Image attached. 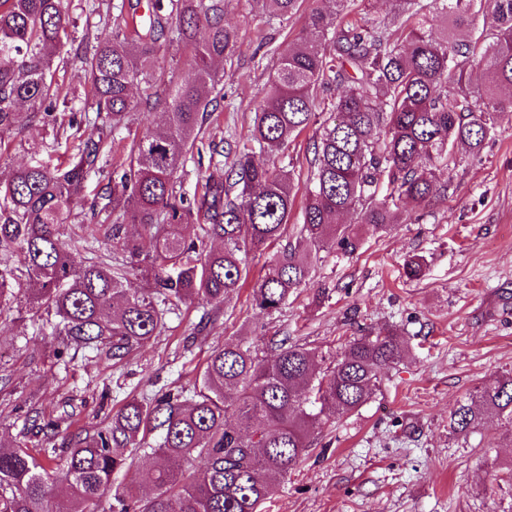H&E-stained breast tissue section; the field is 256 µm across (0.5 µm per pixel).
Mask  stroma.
<instances>
[{"instance_id":"obj_1","label":"stroma","mask_w":512,"mask_h":512,"mask_svg":"<svg viewBox=\"0 0 512 512\" xmlns=\"http://www.w3.org/2000/svg\"><path fill=\"white\" fill-rule=\"evenodd\" d=\"M117 0H63L74 39L57 53L55 81L77 110L93 94L82 68L85 45L112 33ZM304 0L288 22L256 24L247 0H224V23L237 44L215 63L214 96L233 95L236 108L216 107L202 142L246 138L275 71L278 50L296 45L315 8ZM158 90L194 80L188 47L161 44L154 67ZM103 122L78 127L34 122L0 151V179L32 161L55 166L66 146L98 137ZM107 175L90 173L62 239L79 240L75 224L99 223ZM412 220L381 232L344 216L360 245L351 255L329 253L312 272L324 296L305 291L282 312L256 316L248 291L219 312L192 302L166 316L161 336L134 348L120 363L103 351H59V339L25 304L0 315V445L31 440L26 413L60 416L73 406L70 434L105 426L132 396L190 388L198 368L224 343L247 342L271 354L272 337L291 336L332 365L352 337L392 330L408 356L383 371L373 397L358 411L316 431L313 445L276 485L264 512H512V426L489 424L466 436L448 433L450 412L487 379L512 371V120L504 121L480 158L454 174L448 192L409 203ZM421 255L420 279L405 261Z\"/></svg>"}]
</instances>
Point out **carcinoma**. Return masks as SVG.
I'll use <instances>...</instances> for the list:
<instances>
[{
    "label": "carcinoma",
    "mask_w": 512,
    "mask_h": 512,
    "mask_svg": "<svg viewBox=\"0 0 512 512\" xmlns=\"http://www.w3.org/2000/svg\"><path fill=\"white\" fill-rule=\"evenodd\" d=\"M279 21L301 0H252ZM308 17L301 46L279 52L275 75L250 137L228 148V165L209 164L201 192L189 199L177 170L207 119L215 85L212 64L232 54L236 31L224 26V0H169L177 24L160 15L128 16L83 63L97 115L111 131L160 98L152 69L159 41L193 46L197 78L168 90L161 130L134 137L126 159L112 164L105 191L109 224H79L80 238L121 247L84 256L60 227L84 192L89 173L109 156L108 136L72 146L54 168L29 164L0 181V311L18 295L58 318L61 345L108 349L121 360L166 328L165 314L187 301L215 306L250 275L248 258L277 245L252 289L259 315L279 312L312 284L320 253L353 254L359 238L344 213L385 232L402 222L403 206L448 187L458 148L481 157L512 114V0H437L440 36L429 34L428 0H391L389 17L350 22L355 0ZM205 37L196 38L197 23ZM62 0H0V140L57 107L53 59L71 37ZM484 82L472 83L474 70ZM139 87V98L130 93ZM26 103L30 111H18ZM327 114L314 162L300 180L293 162L276 166L312 123ZM302 197L303 222L287 235L288 214ZM200 224L189 239L182 226ZM146 282L135 288L133 281ZM408 343L391 331L349 341L336 364L321 370L315 352L285 336L265 359L226 344L208 356L192 388L126 401L107 425L77 435L41 456L27 443L0 449V512H261L273 486L310 447L323 419L366 403L381 371L401 361ZM495 420L512 424V373L484 382L451 412L449 433L467 435ZM152 459L145 485L113 488L132 452ZM193 457L194 476L177 468Z\"/></svg>",
    "instance_id": "1"
}]
</instances>
